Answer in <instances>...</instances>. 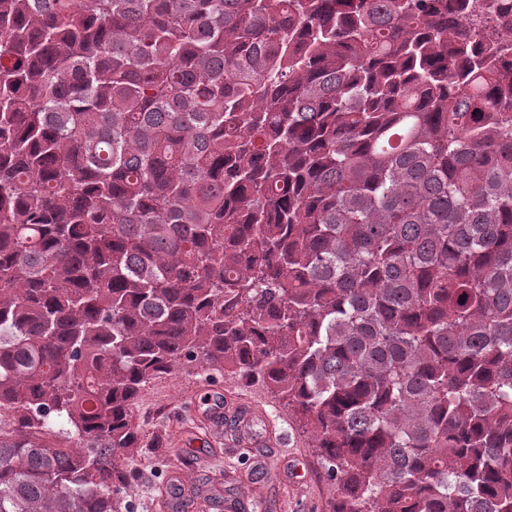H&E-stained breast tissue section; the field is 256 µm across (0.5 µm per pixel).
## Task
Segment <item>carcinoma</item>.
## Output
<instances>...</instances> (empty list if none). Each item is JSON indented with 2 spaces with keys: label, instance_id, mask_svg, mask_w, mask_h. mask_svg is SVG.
Masks as SVG:
<instances>
[{
  "label": "carcinoma",
  "instance_id": "1",
  "mask_svg": "<svg viewBox=\"0 0 512 512\" xmlns=\"http://www.w3.org/2000/svg\"><path fill=\"white\" fill-rule=\"evenodd\" d=\"M466 13L0 0V512H118L186 361L286 401L329 512H512V61Z\"/></svg>",
  "mask_w": 512,
  "mask_h": 512
}]
</instances>
